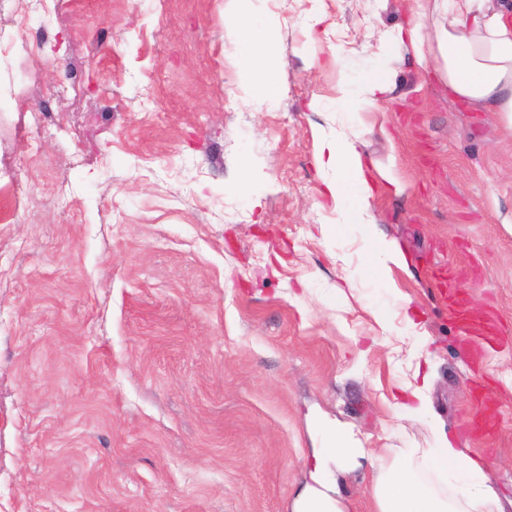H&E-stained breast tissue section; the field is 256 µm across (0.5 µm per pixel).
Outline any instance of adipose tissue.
Listing matches in <instances>:
<instances>
[{
	"mask_svg": "<svg viewBox=\"0 0 512 512\" xmlns=\"http://www.w3.org/2000/svg\"><path fill=\"white\" fill-rule=\"evenodd\" d=\"M407 26L382 32L377 63L354 83L339 86L334 104L344 127L327 140L326 168L334 176L327 191L341 215L333 233L359 226L369 241L371 268L388 277L400 258L386 239L374 236L368 193V165L357 146L367 132V113L379 110L395 87V66L406 57L442 62V77L453 95L492 112L512 114V0H416ZM273 21L250 12L236 22L244 91L274 104L285 91L278 77ZM459 476L458 493L446 495L417 476L416 467ZM377 512H493L498 496L481 463L437 434L433 447L417 448L412 460L385 470L374 486Z\"/></svg>",
	"mask_w": 512,
	"mask_h": 512,
	"instance_id": "1",
	"label": "adipose tissue"
}]
</instances>
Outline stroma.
<instances>
[{"label": "stroma", "mask_w": 512, "mask_h": 512, "mask_svg": "<svg viewBox=\"0 0 512 512\" xmlns=\"http://www.w3.org/2000/svg\"><path fill=\"white\" fill-rule=\"evenodd\" d=\"M245 6L0 8V512H293L328 427L367 451L331 497L376 512L379 462L437 425L512 512V116L455 99L435 60L398 64L359 144L406 263L384 282L357 228L323 235L341 216L319 163L337 86L413 0H252L273 105L241 87ZM419 373L426 418L398 406ZM273 21L255 11L234 26L244 91L263 103L276 104L285 94L278 77V60L272 39Z\"/></svg>", "instance_id": "obj_1"}]
</instances>
